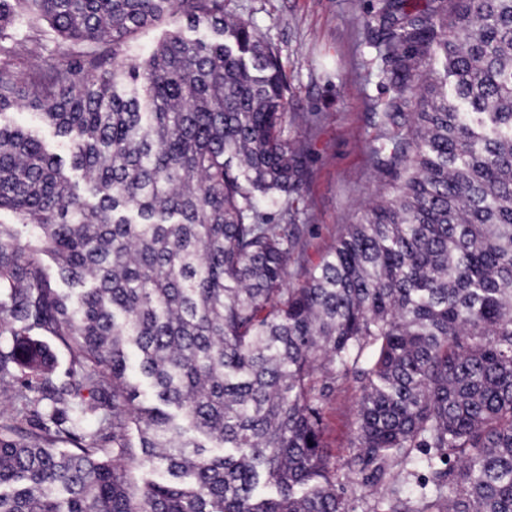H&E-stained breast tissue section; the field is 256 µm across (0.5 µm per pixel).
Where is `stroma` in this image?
I'll return each mask as SVG.
<instances>
[{
    "mask_svg": "<svg viewBox=\"0 0 512 512\" xmlns=\"http://www.w3.org/2000/svg\"><path fill=\"white\" fill-rule=\"evenodd\" d=\"M379 0H224L254 24L288 76V128L308 144L311 174L298 221L317 225L312 258L341 227L358 224L389 175L369 145L385 129L383 62L367 20ZM355 385L342 386L325 415L324 441L337 462L351 453Z\"/></svg>",
    "mask_w": 512,
    "mask_h": 512,
    "instance_id": "1",
    "label": "stroma"
}]
</instances>
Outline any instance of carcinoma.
<instances>
[{"label": "carcinoma", "mask_w": 512, "mask_h": 512, "mask_svg": "<svg viewBox=\"0 0 512 512\" xmlns=\"http://www.w3.org/2000/svg\"><path fill=\"white\" fill-rule=\"evenodd\" d=\"M19 16L57 46L28 73ZM182 17L214 37L124 50ZM369 23L391 183L314 263L308 150L254 25L224 0H0V512H355L357 485L362 512H512V0ZM25 98L64 154L3 121ZM173 24H162L157 27L147 28L136 35L129 43L130 50L138 53H147L153 49L164 29L172 28ZM357 396L354 384L343 385L336 400L326 410L324 441L338 463H343L353 452L350 446L355 430L353 408Z\"/></svg>", "instance_id": "cac0c4a2"}]
</instances>
